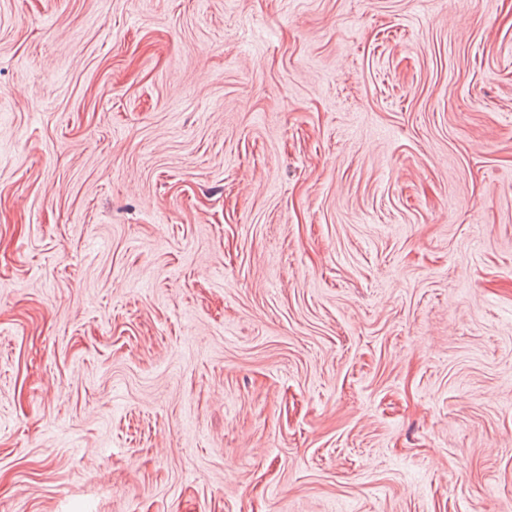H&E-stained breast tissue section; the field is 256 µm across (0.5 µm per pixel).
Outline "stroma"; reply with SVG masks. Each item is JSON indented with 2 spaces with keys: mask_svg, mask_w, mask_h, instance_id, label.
Returning <instances> with one entry per match:
<instances>
[{
  "mask_svg": "<svg viewBox=\"0 0 512 512\" xmlns=\"http://www.w3.org/2000/svg\"><path fill=\"white\" fill-rule=\"evenodd\" d=\"M512 0H0V512H503Z\"/></svg>",
  "mask_w": 512,
  "mask_h": 512,
  "instance_id": "35a3bbf8",
  "label": "stroma"
}]
</instances>
